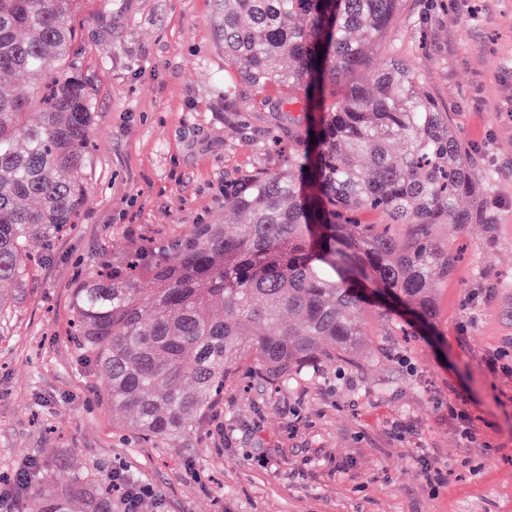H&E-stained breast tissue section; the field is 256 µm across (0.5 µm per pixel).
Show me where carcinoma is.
<instances>
[{
  "mask_svg": "<svg viewBox=\"0 0 512 512\" xmlns=\"http://www.w3.org/2000/svg\"><path fill=\"white\" fill-rule=\"evenodd\" d=\"M398 0H216L224 100L235 80L302 104L288 168L224 182V220L199 224L162 256L105 261L73 291L70 336L96 364L115 426L150 441L194 434L245 361L278 388L307 366L349 362L359 314L382 290L422 314L456 257L431 225L479 214L471 153L415 70H369ZM77 0H0V74L47 84L40 111L0 91V283L23 286L36 249L72 227L87 190L94 124L85 81L67 64ZM406 224L399 237L393 225ZM152 288H141L143 281ZM250 331H245V327ZM38 475L27 512H119L85 473Z\"/></svg>",
  "mask_w": 512,
  "mask_h": 512,
  "instance_id": "carcinoma-1",
  "label": "carcinoma"
}]
</instances>
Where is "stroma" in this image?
<instances>
[{
    "instance_id": "stroma-1",
    "label": "stroma",
    "mask_w": 512,
    "mask_h": 512,
    "mask_svg": "<svg viewBox=\"0 0 512 512\" xmlns=\"http://www.w3.org/2000/svg\"><path fill=\"white\" fill-rule=\"evenodd\" d=\"M215 0H81L69 60L91 92L88 189L74 227L0 309V482L28 460L108 480L127 469L158 498L141 512H512V0H402L379 60L409 62L470 148L481 224H438L459 260L437 282L429 331L402 335L398 306L368 313L354 363L271 389L227 383L188 438L150 442L112 425L95 364L68 336L72 292L135 245L168 247L224 216V182L288 165V114L237 85L224 109ZM470 419L464 438L448 416ZM409 433H395L394 420ZM432 455L442 484L417 458Z\"/></svg>"
}]
</instances>
